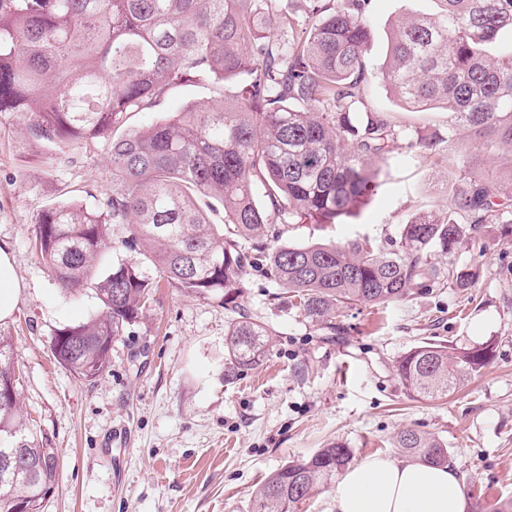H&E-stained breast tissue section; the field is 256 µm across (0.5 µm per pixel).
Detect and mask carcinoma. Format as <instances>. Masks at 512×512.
<instances>
[{"instance_id": "carcinoma-1", "label": "carcinoma", "mask_w": 512, "mask_h": 512, "mask_svg": "<svg viewBox=\"0 0 512 512\" xmlns=\"http://www.w3.org/2000/svg\"><path fill=\"white\" fill-rule=\"evenodd\" d=\"M309 24L283 44L272 28L293 26L280 0H0V114L26 117L24 136L66 154L79 139L109 144L111 193L97 207L56 201L37 217L34 238L49 276L72 293L91 286L100 310L58 329L53 357L92 381L111 366L109 339L134 322L153 283L122 261L105 263L111 227L175 288L217 298L238 314L225 339L231 377L262 364L275 333L241 311L237 293L248 269L266 272L287 299L327 335L336 312L389 304L415 288L472 287L480 269L455 253L488 224H511L512 205L497 203L486 175L448 199L441 213L403 224L385 250L366 237L342 243L281 245L271 224H343L379 185L368 168L406 141L440 152L448 137L407 135L383 112L361 110L367 74L369 0H309ZM435 17L410 16L393 29L382 78L406 107L443 104L454 124L483 137L478 151L512 148V0H441ZM237 80L228 100L191 106L167 120L119 132L132 112H147L172 87ZM223 223L214 222V214ZM253 241L251 250L240 240ZM446 263L436 266L434 256ZM494 358L493 344L470 348L424 343L399 358L410 396L441 397L466 385ZM19 382L9 339L0 336V389ZM395 447L442 465L448 448L415 429ZM46 470L0 477V512L19 505L42 512L40 490L56 485L58 451L28 430L18 399L0 410V455ZM333 442L282 466L259 488L250 512H294L352 462Z\"/></svg>"}]
</instances>
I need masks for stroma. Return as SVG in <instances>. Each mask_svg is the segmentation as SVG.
<instances>
[{
  "mask_svg": "<svg viewBox=\"0 0 512 512\" xmlns=\"http://www.w3.org/2000/svg\"><path fill=\"white\" fill-rule=\"evenodd\" d=\"M438 0H371L366 108L388 113L406 130H448V112H411L381 76L389 34L407 13L437 14ZM218 95L195 85L171 90L159 107L128 116L135 130ZM23 117L0 115V243L11 250L23 300L0 323L21 372L18 402L32 430L49 437L59 478L43 512H249L261 484L289 460L332 442L371 456L401 459L393 446L405 427L436 437L459 465L468 512H512V224L488 225L463 244L458 263L480 267L468 289L413 290L388 306L339 310V338L290 304H273L280 287L263 267L250 268L237 301L275 331L256 368L224 374V337L235 318L217 300L164 284L112 343V362L94 381L73 375L51 353L57 329L100 308L93 288L64 292L32 248L36 216L57 200L97 206L112 185L104 142L78 140L45 174L43 155L22 139ZM475 132L448 149L467 160L448 167L439 156L397 150L374 161L381 185L344 224H291L288 244L343 242L367 236L398 241L415 213L447 208L455 188L487 171L512 186V153L471 159ZM472 347L491 342L495 358L460 391L444 398L409 396L398 359L424 343Z\"/></svg>",
  "mask_w": 512,
  "mask_h": 512,
  "instance_id": "obj_1",
  "label": "stroma"
}]
</instances>
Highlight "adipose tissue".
I'll return each instance as SVG.
<instances>
[{
  "label": "adipose tissue",
  "mask_w": 512,
  "mask_h": 512,
  "mask_svg": "<svg viewBox=\"0 0 512 512\" xmlns=\"http://www.w3.org/2000/svg\"><path fill=\"white\" fill-rule=\"evenodd\" d=\"M22 296L14 258L0 246V322ZM464 481L450 466L370 457L337 478L330 512H466Z\"/></svg>",
  "instance_id": "adipose-tissue-1"
}]
</instances>
